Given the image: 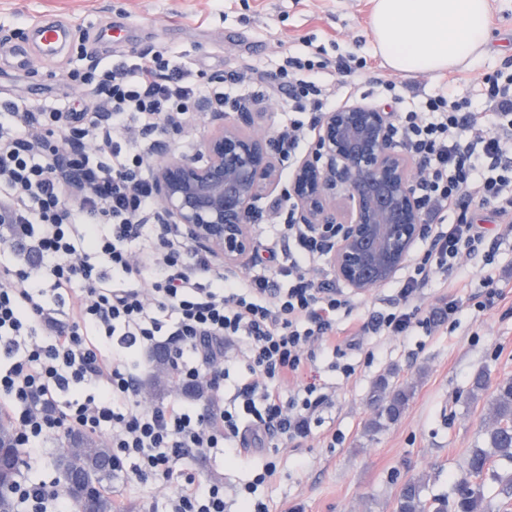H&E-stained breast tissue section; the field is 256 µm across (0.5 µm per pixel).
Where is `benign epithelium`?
<instances>
[{
    "label": "benign epithelium",
    "mask_w": 512,
    "mask_h": 512,
    "mask_svg": "<svg viewBox=\"0 0 512 512\" xmlns=\"http://www.w3.org/2000/svg\"><path fill=\"white\" fill-rule=\"evenodd\" d=\"M390 113L353 103L326 113L312 154L289 178L290 223L322 237L336 277L358 293L390 281L424 235L414 192L418 163L392 143ZM211 130L192 153L156 143L152 165L158 224H179L191 241L228 270L254 249L256 203L279 182L255 133L253 113H208ZM346 192L344 214L336 191Z\"/></svg>",
    "instance_id": "7a95c632"
}]
</instances>
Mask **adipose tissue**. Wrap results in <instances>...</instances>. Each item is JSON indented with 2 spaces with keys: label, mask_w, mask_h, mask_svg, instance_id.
I'll list each match as a JSON object with an SVG mask.
<instances>
[{
  "label": "adipose tissue",
  "mask_w": 512,
  "mask_h": 512,
  "mask_svg": "<svg viewBox=\"0 0 512 512\" xmlns=\"http://www.w3.org/2000/svg\"><path fill=\"white\" fill-rule=\"evenodd\" d=\"M374 50L403 74L466 68L489 38V0H372Z\"/></svg>",
  "instance_id": "adipose-tissue-1"
}]
</instances>
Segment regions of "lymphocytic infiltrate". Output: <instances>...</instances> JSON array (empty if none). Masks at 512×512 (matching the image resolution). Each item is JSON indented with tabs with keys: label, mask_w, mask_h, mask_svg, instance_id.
I'll use <instances>...</instances> for the list:
<instances>
[{
	"label": "lymphocytic infiltrate",
	"mask_w": 512,
	"mask_h": 512,
	"mask_svg": "<svg viewBox=\"0 0 512 512\" xmlns=\"http://www.w3.org/2000/svg\"><path fill=\"white\" fill-rule=\"evenodd\" d=\"M324 63L287 58L277 72H255L265 90L287 91L297 116L279 137L284 158L300 145L306 124L319 123L333 97ZM69 80L90 90L64 128L57 109L9 103L0 107V203L14 213L0 223V244L30 243L33 261L0 262V414L16 430L25 461L44 439L73 431L109 433L112 473L128 483L176 484L164 512H224V488L197 479L193 455L242 459L264 451L266 438L306 439L314 414L328 402L316 379H305L318 350L334 351L337 371L356 372L336 347V321L356 302L331 282L310 278L324 243L300 225L288 227L294 248L278 265L244 280L214 267L176 224H150L151 147L129 141L134 130L166 131L186 122L197 98L217 107L229 93L193 80L164 53L144 63L111 64L94 57ZM477 112L452 94L428 98L422 111L394 115L397 143L422 165L415 194L428 244L385 310L363 322L360 336H405L418 326L411 302L434 275L450 273L462 254L485 251L488 239L469 209L487 211L512 235V76L489 90ZM111 115L109 127L94 115ZM95 138V154L61 155L70 138ZM77 171L82 201L66 203L58 164ZM168 320H161V313ZM165 345L178 378L206 379L211 390L230 378L224 357L236 350L248 370L220 412L172 402L144 408L136 385L135 347ZM300 382L284 395L288 379ZM17 503L31 512H72L59 481L16 484Z\"/></svg>",
	"instance_id": "lymphocytic-infiltrate-1"
}]
</instances>
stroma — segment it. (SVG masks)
<instances>
[{"label": "stroma", "instance_id": "35a3bbf8", "mask_svg": "<svg viewBox=\"0 0 512 512\" xmlns=\"http://www.w3.org/2000/svg\"><path fill=\"white\" fill-rule=\"evenodd\" d=\"M489 3V40L477 63L403 75L374 52L371 0H0V104L67 108L83 90L63 77L83 67L84 49L118 60L164 49L192 68L200 83L234 84L239 103L254 112L256 128L274 135L284 119L282 96L260 100L242 75L274 69L286 51L310 46L365 67L356 83L335 84L337 106L361 102L389 110L382 96L389 81L404 108H418L450 88L479 111L486 78L512 73V0ZM49 18L70 27L69 43L55 59L34 53L26 69L14 67L12 49L31 43L35 24ZM272 160L279 183L258 201L251 225L260 248L290 213L286 194L294 163L277 154ZM491 284L501 298L477 310ZM451 299L463 306L455 319L415 328L408 336L362 337L359 348L347 353L356 367L353 376L332 369L330 358L317 361L331 403L316 413L306 440L271 439L276 472L256 493L268 512H395L401 486L419 477L426 481V496L450 493L452 478L465 473L469 450L483 446L493 424L489 394L469 396L475 373L485 371L493 383L512 377V236L499 239L492 259L461 257L448 278L434 277L413 306L419 318H438ZM382 377L407 388L410 397L398 421L372 435L366 431L375 412L370 395ZM263 459L259 452L236 464L196 456L189 465L200 479L223 483L226 512H236L237 490ZM170 493L167 487L112 482L123 512H160Z\"/></svg>", "mask_w": 512, "mask_h": 512}]
</instances>
